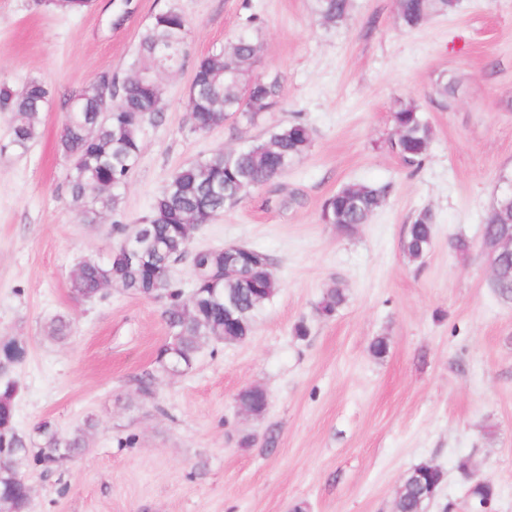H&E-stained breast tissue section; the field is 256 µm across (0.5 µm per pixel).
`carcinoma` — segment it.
<instances>
[{"instance_id":"obj_1","label":"carcinoma","mask_w":512,"mask_h":512,"mask_svg":"<svg viewBox=\"0 0 512 512\" xmlns=\"http://www.w3.org/2000/svg\"><path fill=\"white\" fill-rule=\"evenodd\" d=\"M315 12L323 23H344L352 0H315ZM90 0H48L56 9L81 14ZM456 0H397L395 22L414 29L433 13H448ZM191 22L177 7L156 12L143 27L138 51L128 72L120 80L104 73L68 99L70 108L60 137L64 154L71 160L68 185L72 201L90 206L89 212L115 210L122 190L141 156L140 128L147 121L163 117L165 88L157 71L179 65ZM259 43L248 35L239 37L222 50L202 57L196 63L188 96L192 128L211 130L232 117L251 123L264 107L273 103L278 81H256L251 68L259 55ZM257 92L253 108L241 107L244 90ZM49 91L38 81L29 82L20 93L0 87V111L13 114L11 144L26 151L39 135L40 119ZM394 138L391 149L409 166L419 167L431 142V127L423 113L412 103H400L392 112ZM311 134L302 123L279 125L267 137L238 149L222 150L177 169L164 189L153 199L149 213L140 219L150 237L148 257L159 272L155 281L144 279L138 263L127 254L123 226L112 227L118 238L110 258L79 263L72 278L71 292L87 299L101 295L104 287L118 284L125 290L147 298L154 288H162L163 315L170 330L169 342L162 348L160 367L192 369L199 349L206 342L242 343L253 332L260 308L277 291L276 280L261 266L244 273L214 278L224 268V251L213 250L190 258L191 267L204 266L208 276L195 278L197 313L184 318L181 309L183 288L173 279L171 269L180 262L186 248L185 225L204 224L240 203L249 190L271 182L291 166L309 148ZM388 193L385 186L349 184L330 197L323 213L340 229L350 232L370 222ZM512 224V204L495 200L485 221V237H498L502 225ZM434 237L430 212L420 213L407 225L402 249L411 261L423 260ZM501 299L512 300V272L492 281ZM344 289L333 286L325 291L317 309L324 317L333 316L345 303ZM233 310L241 326V335H224V311ZM70 332V321L63 316L52 319L49 336L63 339ZM26 350L17 341L0 343V363L14 366L25 358ZM14 412L13 388L0 387V419ZM42 437L39 447L29 446L14 426L0 436V512H26L31 488L20 470L21 463L33 458L49 470L63 454H79L85 448V435L60 436L50 423L38 426ZM444 474L428 464L411 468L400 485L392 512H425L430 499L427 491L439 487Z\"/></svg>"}]
</instances>
